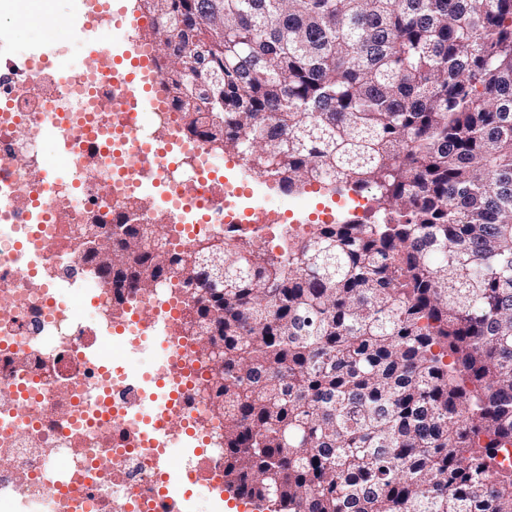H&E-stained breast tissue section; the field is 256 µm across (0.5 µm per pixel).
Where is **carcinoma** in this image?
Returning <instances> with one entry per match:
<instances>
[{
    "mask_svg": "<svg viewBox=\"0 0 512 512\" xmlns=\"http://www.w3.org/2000/svg\"><path fill=\"white\" fill-rule=\"evenodd\" d=\"M141 2L189 133L284 193L373 202L277 255L227 230L187 259L126 222L85 254L118 301L178 275L223 347L224 488L512 512V0Z\"/></svg>",
    "mask_w": 512,
    "mask_h": 512,
    "instance_id": "1",
    "label": "carcinoma"
}]
</instances>
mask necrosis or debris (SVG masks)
Masks as SVG:
<instances>
[{
  "instance_id": "necrosis-or-debris-1",
  "label": "necrosis or debris",
  "mask_w": 512,
  "mask_h": 512,
  "mask_svg": "<svg viewBox=\"0 0 512 512\" xmlns=\"http://www.w3.org/2000/svg\"><path fill=\"white\" fill-rule=\"evenodd\" d=\"M106 24L98 49L134 38L149 61L162 45L155 19ZM122 77L88 55L69 66L0 54V512H223L222 423L199 396L209 373L202 342L188 335L193 309L177 279L127 288L115 303L91 273L77 230L129 216L167 224L180 252L239 229L242 199L261 180H225L207 142L190 136L171 100L141 113L121 94ZM152 135V157L137 142ZM67 141V185L46 180L45 143ZM73 290L64 298L54 289ZM170 324L162 354L133 380L95 347L102 336L143 352L152 319ZM184 452L180 481L154 458ZM206 491V506L185 486Z\"/></svg>"
}]
</instances>
